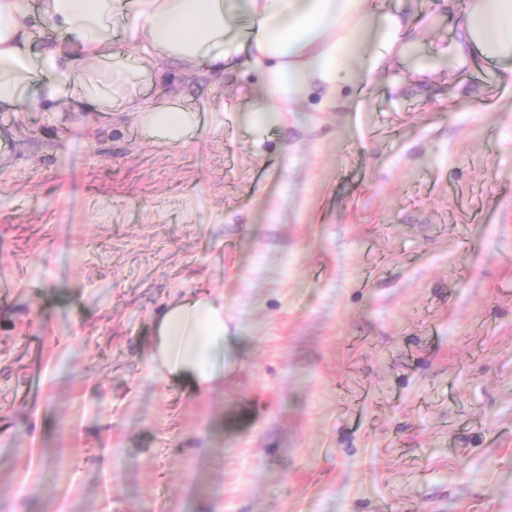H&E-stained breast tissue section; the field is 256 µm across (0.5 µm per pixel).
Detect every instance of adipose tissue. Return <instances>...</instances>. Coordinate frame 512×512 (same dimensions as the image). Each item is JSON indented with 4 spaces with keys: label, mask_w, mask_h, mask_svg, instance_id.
Listing matches in <instances>:
<instances>
[{
    "label": "adipose tissue",
    "mask_w": 512,
    "mask_h": 512,
    "mask_svg": "<svg viewBox=\"0 0 512 512\" xmlns=\"http://www.w3.org/2000/svg\"><path fill=\"white\" fill-rule=\"evenodd\" d=\"M369 0H0V112H27L40 87L50 103L83 100L97 112H129L145 131L179 143L199 124L197 111L170 92L162 64L219 85L236 54L255 66L265 90L247 121L257 129L281 121L283 112L313 89L323 104L338 106L343 80L362 60L373 71L408 55L413 41L407 16L374 14ZM127 20L134 62L112 50L107 22ZM246 20L242 32L234 21ZM46 29L55 45L33 55L36 31ZM78 38L73 56L60 41ZM459 62L473 57L512 61V0H466L465 22L455 46ZM154 90L156 102L141 103L139 88ZM233 337L224 302L206 295L173 299L155 327L149 365L166 381L208 390L233 363L226 349Z\"/></svg>",
    "instance_id": "obj_1"
}]
</instances>
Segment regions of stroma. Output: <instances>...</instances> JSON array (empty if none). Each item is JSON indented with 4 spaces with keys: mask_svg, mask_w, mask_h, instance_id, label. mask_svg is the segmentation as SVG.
<instances>
[{
    "mask_svg": "<svg viewBox=\"0 0 512 512\" xmlns=\"http://www.w3.org/2000/svg\"><path fill=\"white\" fill-rule=\"evenodd\" d=\"M413 56L255 132L164 68L188 140L64 102L0 112V512H512V79ZM224 299L223 385L150 372L177 297Z\"/></svg>",
    "mask_w": 512,
    "mask_h": 512,
    "instance_id": "35a3bbf8",
    "label": "stroma"
}]
</instances>
